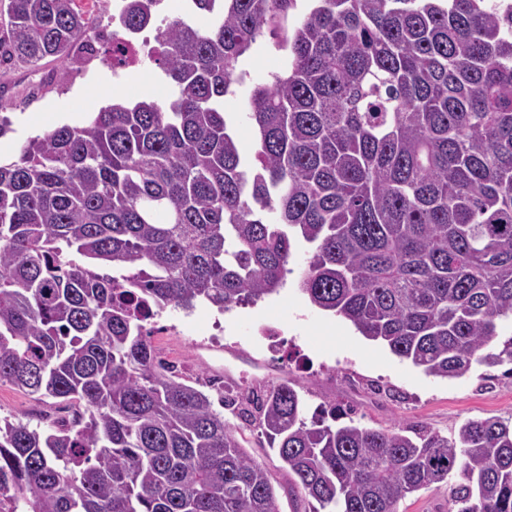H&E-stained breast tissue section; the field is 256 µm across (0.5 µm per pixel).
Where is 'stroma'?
Masks as SVG:
<instances>
[{"mask_svg":"<svg viewBox=\"0 0 512 512\" xmlns=\"http://www.w3.org/2000/svg\"><path fill=\"white\" fill-rule=\"evenodd\" d=\"M277 41L275 34L265 33L243 62L248 84L224 99V110L247 148L255 142L248 117L251 87L268 81L279 69L282 53ZM97 48L82 72L42 98L26 97L38 74L9 72L13 98L5 112L14 131L0 139L1 161L15 160L20 146L44 130L64 123L84 125L111 99L112 59L106 42ZM306 258L304 248H297L286 285L258 306H237L224 313L204 302L190 313L170 306L149 322L159 358L174 363L184 379L210 396L241 447L265 468L280 512H309L311 502L243 410L253 394L282 380L292 382L307 415L336 407L356 423L376 429L409 434L428 430L451 437L469 419L512 418V371L507 366L477 364L467 375L452 379L427 375L411 361L366 340L349 322L312 305L297 285ZM261 310L266 313L262 320L257 317ZM268 325L277 328V335H266ZM74 412V406L59 400L0 385L1 420L45 429L73 419Z\"/></svg>","mask_w":512,"mask_h":512,"instance_id":"35a3bbf8","label":"stroma"}]
</instances>
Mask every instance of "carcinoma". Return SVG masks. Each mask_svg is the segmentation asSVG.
<instances>
[{
	"label": "carcinoma",
	"instance_id": "cac0c4a2",
	"mask_svg": "<svg viewBox=\"0 0 512 512\" xmlns=\"http://www.w3.org/2000/svg\"><path fill=\"white\" fill-rule=\"evenodd\" d=\"M83 0H0V67L45 91L99 27ZM160 0H125L122 26ZM297 0H190L155 49L174 93L112 99L0 163V385L83 407L0 425V512H280L208 395L156 359L168 306L220 311L298 280L428 375L512 364V0H314L250 92L252 155L224 113L245 56ZM109 265L101 273L67 257ZM315 512H398L452 477L448 512H512V420L449 439L306 417L285 380L251 400Z\"/></svg>",
	"mask_w": 512,
	"mask_h": 512
}]
</instances>
